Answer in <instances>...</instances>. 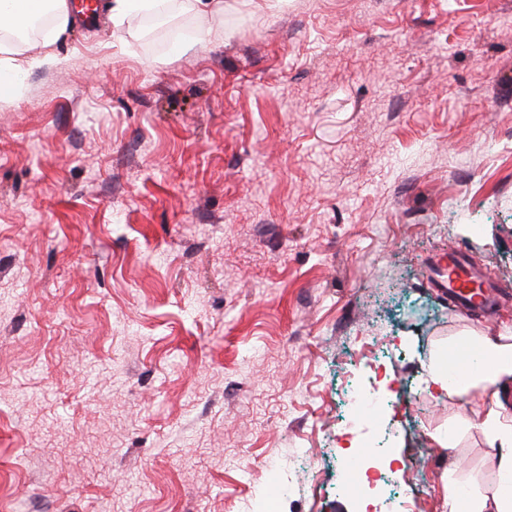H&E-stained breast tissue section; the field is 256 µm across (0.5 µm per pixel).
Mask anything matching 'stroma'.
<instances>
[{"mask_svg": "<svg viewBox=\"0 0 512 512\" xmlns=\"http://www.w3.org/2000/svg\"><path fill=\"white\" fill-rule=\"evenodd\" d=\"M41 38L62 65L0 101V512L500 485L478 391L423 380L512 328V0H161ZM452 252L493 314L431 285ZM359 388L389 398L369 434ZM362 453L386 483L337 492Z\"/></svg>", "mask_w": 512, "mask_h": 512, "instance_id": "1", "label": "stroma"}]
</instances>
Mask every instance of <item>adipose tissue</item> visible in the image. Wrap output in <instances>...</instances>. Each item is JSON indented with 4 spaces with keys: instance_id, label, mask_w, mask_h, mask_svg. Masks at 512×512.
<instances>
[{
    "instance_id": "1",
    "label": "adipose tissue",
    "mask_w": 512,
    "mask_h": 512,
    "mask_svg": "<svg viewBox=\"0 0 512 512\" xmlns=\"http://www.w3.org/2000/svg\"><path fill=\"white\" fill-rule=\"evenodd\" d=\"M50 13L58 29L70 22L66 0H0V20L16 26L28 16ZM472 356L477 373L463 378H449L448 356L439 354L429 365L424 386L429 393L463 396L479 389L486 412L477 421L480 429L499 450L498 470L505 482L512 478V413L506 411L500 392L512 383V336H484L477 339ZM448 512H512V491L505 483L491 493L471 492L460 500L458 482L449 479L445 486Z\"/></svg>"
}]
</instances>
